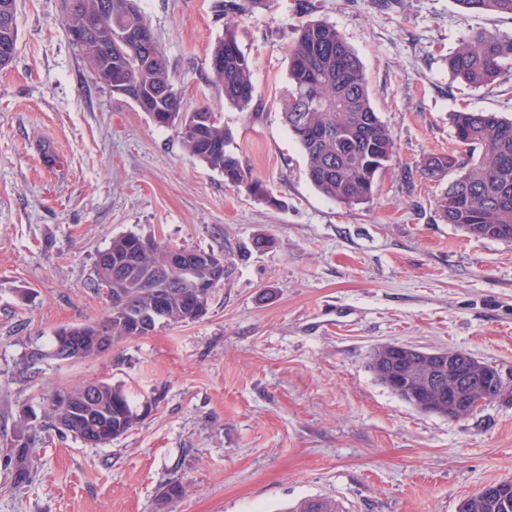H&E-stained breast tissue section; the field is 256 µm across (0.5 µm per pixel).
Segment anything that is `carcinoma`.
I'll use <instances>...</instances> for the list:
<instances>
[{"mask_svg": "<svg viewBox=\"0 0 512 512\" xmlns=\"http://www.w3.org/2000/svg\"><path fill=\"white\" fill-rule=\"evenodd\" d=\"M78 7L66 12V31L83 25L88 16L97 23L84 30L80 50L97 82L112 79V90L136 96L147 95L154 109L171 117L170 126L178 130L181 143L209 168L224 175V181L252 193L262 186L242 156L229 150L232 133L224 128L221 115L209 106L192 112L183 110L181 97L174 89L167 60L157 41L142 47L127 40L131 30L147 29L138 0H64ZM461 16L491 12L512 18V0H456ZM18 28L16 0H0V67L10 64L17 52ZM210 59L221 63L212 69L213 82L224 92V101L240 110L250 107L253 98L250 59L239 47L226 26ZM454 78L473 87H482L512 71V34L469 28L448 58ZM215 114L216 121L200 134L192 125L196 114ZM283 119L303 120L306 130L293 126L288 131L300 145L307 175L324 196L346 206L367 202L373 195L377 175L386 169L395 153L392 131L372 107L362 62L335 26L324 21H307L296 30L289 52L288 89ZM456 140L481 158L460 162L452 154H433L425 174L436 176L451 170L456 178L438 199L441 217L478 238L512 241V119L495 112H454L451 114ZM142 252L147 266L166 262L169 247L152 238L128 233L112 239L98 255L97 281L109 280V314L103 324L112 327V339L146 336L157 325L188 324L197 320L199 299L209 301L206 288L171 269L159 280L149 282L138 275L116 277L109 259ZM408 388L425 385L435 368L424 359L412 356L406 361ZM454 387L448 375L442 385L430 392L436 415L457 420L466 414L448 404V390ZM140 420L125 390L104 380L98 381L96 409L80 417L75 432L96 430L101 445L112 443ZM287 512H344L332 497L302 500ZM459 512H512V488L498 500L470 496Z\"/></svg>", "mask_w": 512, "mask_h": 512, "instance_id": "cac0c4a2", "label": "carcinoma"}]
</instances>
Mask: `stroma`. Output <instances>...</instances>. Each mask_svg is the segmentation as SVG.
<instances>
[{
    "mask_svg": "<svg viewBox=\"0 0 512 512\" xmlns=\"http://www.w3.org/2000/svg\"><path fill=\"white\" fill-rule=\"evenodd\" d=\"M138 4L185 110L221 113L266 195L227 185L175 129L97 83L63 0H17V53L0 70V512H283L316 496L345 512H458L512 479V401L450 421L368 366L382 343L463 350L512 386V242L445 222L448 180L422 172L432 154L471 157L451 113L512 119V76L474 88L448 71L467 27L510 34L512 18L465 21L456 0H270L228 20L215 0ZM306 20L342 33L395 136L363 204L313 187L282 120ZM229 21L253 62L246 111L212 81ZM129 232L222 255L223 285L195 322L57 360L60 327L107 316L96 260ZM95 380L130 394L135 428L102 447L43 427L52 389ZM174 481L185 496L161 504Z\"/></svg>",
    "mask_w": 512,
    "mask_h": 512,
    "instance_id": "35a3bbf8",
    "label": "stroma"
}]
</instances>
